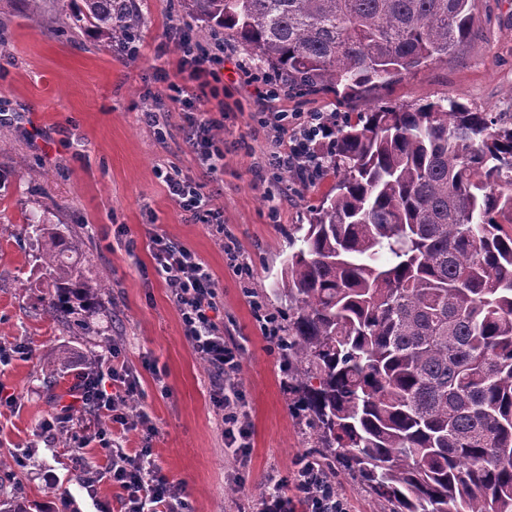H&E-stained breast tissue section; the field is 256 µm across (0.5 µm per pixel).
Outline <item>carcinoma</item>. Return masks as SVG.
<instances>
[{
  "label": "carcinoma",
  "instance_id": "cac0c4a2",
  "mask_svg": "<svg viewBox=\"0 0 512 512\" xmlns=\"http://www.w3.org/2000/svg\"><path fill=\"white\" fill-rule=\"evenodd\" d=\"M125 45L134 0H61ZM471 0H182L311 92L362 99L461 53ZM281 278L292 409L388 512H512V120L450 100L357 113ZM27 226L68 313L93 285Z\"/></svg>",
  "mask_w": 512,
  "mask_h": 512
}]
</instances>
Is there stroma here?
Returning a JSON list of instances; mask_svg holds the SVG:
<instances>
[{
	"mask_svg": "<svg viewBox=\"0 0 512 512\" xmlns=\"http://www.w3.org/2000/svg\"><path fill=\"white\" fill-rule=\"evenodd\" d=\"M135 4L142 47L133 59L92 34L70 33L54 0L39 18L22 0H0V346L26 350L0 365V384L17 397L0 405V494L23 499L28 512H55L64 497L78 512H95L99 501L122 512L124 493L112 482H100L93 498L81 487L84 473L105 468L108 450L95 441L75 447L76 422L60 419L79 373L115 346L138 378L131 405L156 428L128 430L121 444L151 448L163 474L184 485L188 512H249L270 476L289 478L298 456L319 453L291 409L288 362L265 327L270 316L288 320L278 288L289 239L332 184L266 167L272 134L261 113L331 112L340 126L385 103L459 100L512 113V0H473L477 33L464 53L427 62L355 102L289 86L281 75L272 88L253 80L239 66L247 52L229 38L223 82L202 84L181 71L179 46L168 38L183 21L179 0ZM177 88L224 113L216 173L200 167L183 115L170 109ZM149 110L158 127L144 123ZM162 169L203 184L212 197L206 221L179 209ZM30 213L83 236L69 257L84 278L104 284L93 311L66 319L47 311L52 281L28 237ZM155 234L189 248L212 274L214 320L241 352L235 383L249 430L245 466L224 446L213 372L185 337L154 269ZM228 239L250 277L225 255ZM52 348L66 350L67 362L49 387L40 358ZM48 420L56 426L46 434Z\"/></svg>",
	"mask_w": 512,
	"mask_h": 512,
	"instance_id": "1",
	"label": "stroma"
}]
</instances>
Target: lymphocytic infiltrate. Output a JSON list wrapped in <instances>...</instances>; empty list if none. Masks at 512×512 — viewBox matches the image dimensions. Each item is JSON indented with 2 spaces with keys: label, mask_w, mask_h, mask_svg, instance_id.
Instances as JSON below:
<instances>
[{
  "label": "lymphocytic infiltrate",
  "mask_w": 512,
  "mask_h": 512,
  "mask_svg": "<svg viewBox=\"0 0 512 512\" xmlns=\"http://www.w3.org/2000/svg\"><path fill=\"white\" fill-rule=\"evenodd\" d=\"M172 105L184 114L188 139L200 165L209 172H216L224 155L213 149L212 132L222 128L221 119L190 98L173 97ZM263 122L275 132L288 134L287 149L274 151L270 165L307 182H317L322 175L320 149L336 130L332 114L267 112ZM164 180L179 208L193 219L202 220L211 199L201 185L176 171L166 173ZM150 251L155 270L167 285L177 307L187 339L219 379L217 402L224 412V438L228 445H235L245 435L237 410L238 391L234 383L241 354L238 347L226 343L223 331L211 316L218 297L212 275L190 249L167 237L152 236ZM136 391L133 371L113 357L107 368L79 376L74 400L95 414L110 417L113 423L126 430L149 423L145 412L129 408ZM294 466L295 489L303 512H349L336 490L334 479L315 462L301 456ZM102 476L124 491L127 512H179L184 505L182 483L163 474L152 459L150 449L143 448L130 454L121 446H113Z\"/></svg>",
  "instance_id": "obj_1"
}]
</instances>
